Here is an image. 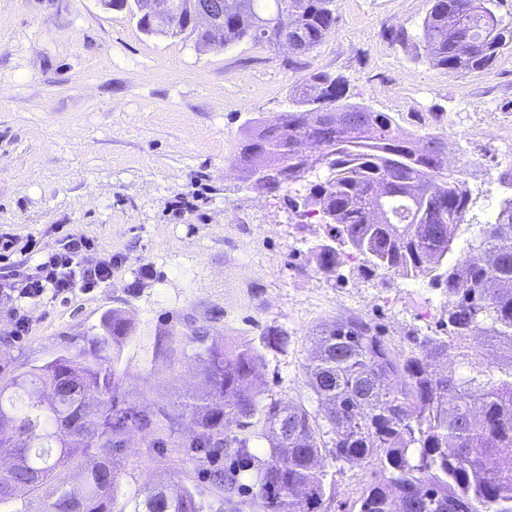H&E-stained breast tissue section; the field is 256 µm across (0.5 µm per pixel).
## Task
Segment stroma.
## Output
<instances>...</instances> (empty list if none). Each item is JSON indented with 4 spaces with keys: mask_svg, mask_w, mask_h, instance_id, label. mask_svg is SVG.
Listing matches in <instances>:
<instances>
[{
    "mask_svg": "<svg viewBox=\"0 0 512 512\" xmlns=\"http://www.w3.org/2000/svg\"><path fill=\"white\" fill-rule=\"evenodd\" d=\"M429 6L336 0L335 30L292 68L287 50L249 41L200 52L146 35L100 0H0V232L54 251L61 224L123 260L105 287L27 305L26 335L0 310V379L82 350L114 365L122 405L153 420L131 427L114 456L125 498L179 481L224 512H261L252 486L269 453L263 409L277 400L316 410L303 368L319 325L362 320L399 356L415 339L447 340L442 288L395 271L362 275L354 262L320 268L313 249L324 225L253 189L236 163L246 126L277 123L306 74L341 76L349 102L444 138L447 167L469 192L452 244L466 250L489 207L512 196L500 179L512 167V48L478 73L423 61ZM400 27L412 43L385 38ZM115 311L129 321L126 338L95 344ZM275 332L286 346L268 344ZM195 333L263 357L249 428L225 414L226 446L208 462L189 446L202 368ZM242 438L253 455L244 471ZM216 468L237 473L230 502L209 479ZM377 470L373 460L325 458L320 512H357Z\"/></svg>",
    "mask_w": 512,
    "mask_h": 512,
    "instance_id": "stroma-1",
    "label": "stroma"
}]
</instances>
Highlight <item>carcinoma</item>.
Returning a JSON list of instances; mask_svg holds the SVG:
<instances>
[{
	"mask_svg": "<svg viewBox=\"0 0 512 512\" xmlns=\"http://www.w3.org/2000/svg\"><path fill=\"white\" fill-rule=\"evenodd\" d=\"M224 14V46L243 40L272 44L300 34L312 51L336 26L335 0H245ZM486 0H431L422 21L425 59L452 70L475 71L495 61L512 43V27ZM171 36L196 46L205 37L187 28L192 0H171ZM150 33L138 0H112ZM345 81L327 73L309 75L293 92L291 110L274 126L244 135L239 162L257 190L275 193L305 188L303 215L320 216L327 236L315 247L323 269L347 261L406 276H432L448 295V339L484 337L505 354L508 369H492L481 352L462 354L465 373L437 374L428 358L448 354V344L423 338L425 356L402 358L368 324L339 319L315 337L305 367L306 387L321 405L314 414L301 405L270 403L265 410L270 446L254 495L263 512H318L327 487L321 470L324 437L331 436L337 461L376 460L379 475L362 491L358 512H512V198L467 250L448 261L464 223L469 194L443 161L419 152L433 133L399 129L375 113L371 130L339 140L333 128H314L307 107L323 103L351 108ZM309 139L314 160L302 154ZM327 176L312 181L315 168ZM387 213L384 223L377 215ZM118 342L127 335L117 312L105 324ZM198 344L203 389L192 405L197 428L191 448L209 460L224 448V410L247 428L257 411L251 377L262 355L248 345ZM120 377L96 351L62 355L0 381V455L21 468L0 470V512H126L114 510L120 490L112 452L122 447L135 414L118 407ZM288 424V436L276 432ZM84 472L80 487L67 473ZM212 483L229 494L236 472L216 470ZM131 512H203L200 494L188 486H154L131 498Z\"/></svg>",
	"mask_w": 512,
	"mask_h": 512,
	"instance_id": "1",
	"label": "carcinoma"
}]
</instances>
